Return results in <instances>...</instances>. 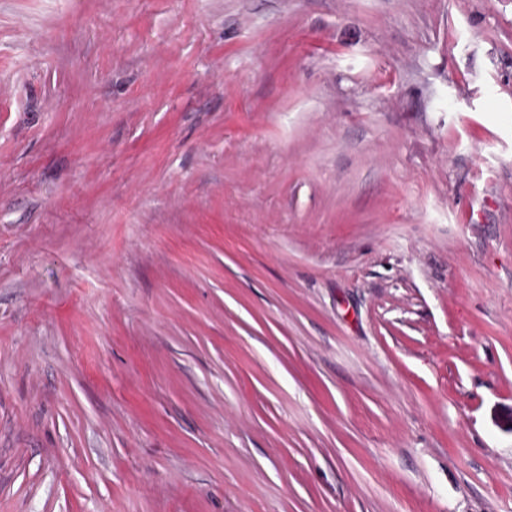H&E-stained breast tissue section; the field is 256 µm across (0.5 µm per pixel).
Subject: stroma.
I'll list each match as a JSON object with an SVG mask.
<instances>
[{"instance_id":"1","label":"stroma","mask_w":512,"mask_h":512,"mask_svg":"<svg viewBox=\"0 0 512 512\" xmlns=\"http://www.w3.org/2000/svg\"><path fill=\"white\" fill-rule=\"evenodd\" d=\"M0 512H512V0H0Z\"/></svg>"}]
</instances>
